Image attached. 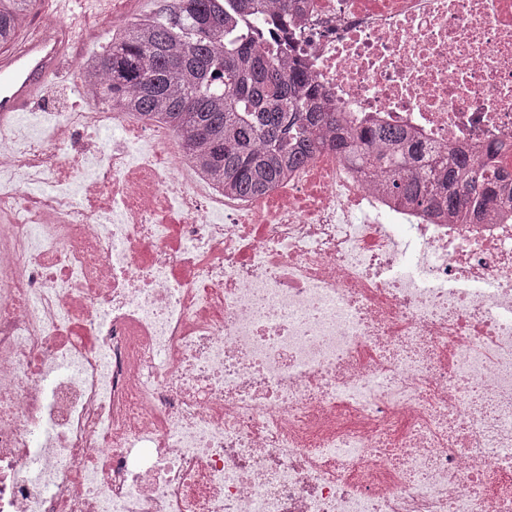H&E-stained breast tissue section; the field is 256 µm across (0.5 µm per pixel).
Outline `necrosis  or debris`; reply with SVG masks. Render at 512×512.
<instances>
[{"label":"necrosis or debris","instance_id":"1","mask_svg":"<svg viewBox=\"0 0 512 512\" xmlns=\"http://www.w3.org/2000/svg\"><path fill=\"white\" fill-rule=\"evenodd\" d=\"M261 50L341 128L512 173V0H291ZM21 122L0 512H512V210L394 209L329 145L234 198L124 113Z\"/></svg>","mask_w":512,"mask_h":512}]
</instances>
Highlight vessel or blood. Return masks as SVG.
Listing matches in <instances>:
<instances>
[{
  "label": "vessel or blood",
  "instance_id": "1",
  "mask_svg": "<svg viewBox=\"0 0 512 512\" xmlns=\"http://www.w3.org/2000/svg\"><path fill=\"white\" fill-rule=\"evenodd\" d=\"M74 41L65 23L36 24L14 49L0 52V119L29 111L49 79L62 73Z\"/></svg>",
  "mask_w": 512,
  "mask_h": 512
}]
</instances>
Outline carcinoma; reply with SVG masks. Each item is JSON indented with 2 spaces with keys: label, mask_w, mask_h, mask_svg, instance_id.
Returning a JSON list of instances; mask_svg holds the SVG:
<instances>
[{
  "label": "carcinoma",
  "mask_w": 512,
  "mask_h": 512,
  "mask_svg": "<svg viewBox=\"0 0 512 512\" xmlns=\"http://www.w3.org/2000/svg\"><path fill=\"white\" fill-rule=\"evenodd\" d=\"M34 2L0 0V46ZM156 2L155 13L126 23L87 63L96 102L170 129L185 160L224 193L264 194L313 155L338 118L314 102L298 69L253 51L274 26L256 0ZM334 147L354 154L362 173H383L393 200L460 224L479 221L489 203L512 204L508 175L441 165L397 130L338 133Z\"/></svg>",
  "instance_id": "1"
}]
</instances>
